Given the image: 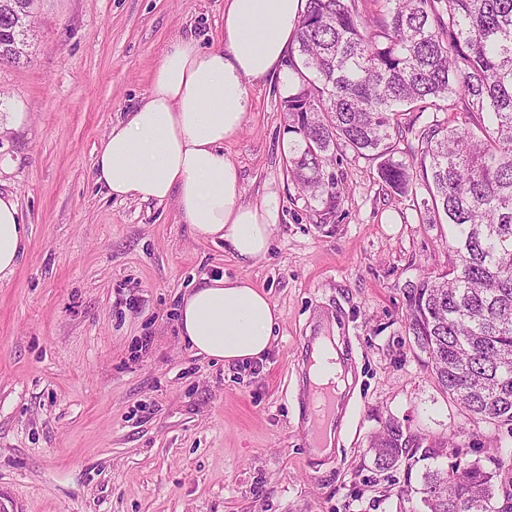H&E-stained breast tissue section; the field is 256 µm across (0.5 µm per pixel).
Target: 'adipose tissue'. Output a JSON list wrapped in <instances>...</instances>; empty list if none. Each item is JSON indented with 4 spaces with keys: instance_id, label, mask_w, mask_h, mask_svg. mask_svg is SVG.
Returning a JSON list of instances; mask_svg holds the SVG:
<instances>
[{
    "instance_id": "obj_1",
    "label": "adipose tissue",
    "mask_w": 512,
    "mask_h": 512,
    "mask_svg": "<svg viewBox=\"0 0 512 512\" xmlns=\"http://www.w3.org/2000/svg\"><path fill=\"white\" fill-rule=\"evenodd\" d=\"M306 0H225L224 45L174 39L150 90L127 121L111 126L96 150L94 182L106 195L143 202L175 200L184 223L223 241L243 261L265 256L279 214L276 193L243 200L237 166L224 143L241 130L248 80L282 74ZM27 242L13 194L0 193V273L16 267ZM279 314L245 279L203 278L179 307L178 331L195 355L227 366L268 353Z\"/></svg>"
}]
</instances>
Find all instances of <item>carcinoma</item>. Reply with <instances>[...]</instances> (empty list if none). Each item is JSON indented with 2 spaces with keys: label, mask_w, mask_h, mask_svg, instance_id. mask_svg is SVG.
<instances>
[{
  "label": "carcinoma",
  "mask_w": 512,
  "mask_h": 512,
  "mask_svg": "<svg viewBox=\"0 0 512 512\" xmlns=\"http://www.w3.org/2000/svg\"><path fill=\"white\" fill-rule=\"evenodd\" d=\"M11 2L19 12L35 0ZM13 11L0 8V62L22 58L11 49ZM294 50L288 173L326 215L338 202L327 168L341 144L378 160L397 195L425 182L423 221L454 226L455 259L411 286L406 329L444 392L512 433V0H307ZM429 109L465 121L431 125L417 169L395 159L398 116ZM371 451L382 471L437 459L395 419ZM499 471L428 466L409 512H493Z\"/></svg>",
  "instance_id": "obj_1"
}]
</instances>
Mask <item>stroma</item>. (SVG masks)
<instances>
[{
    "instance_id": "1",
    "label": "stroma",
    "mask_w": 512,
    "mask_h": 512,
    "mask_svg": "<svg viewBox=\"0 0 512 512\" xmlns=\"http://www.w3.org/2000/svg\"><path fill=\"white\" fill-rule=\"evenodd\" d=\"M223 30L224 0H36L25 56L0 63V192L28 236L0 274V512H407L425 462L382 472L369 451L391 418L453 439L441 465L512 473V434L461 409L405 328L411 284L454 257L450 226L423 223L426 187L394 194L342 145L339 205L320 221L287 175L279 77L247 81L251 110L224 143L246 202L278 196L265 257L236 259L174 201L94 184L102 137L147 95L170 40L216 46ZM206 276L247 279L276 306L263 361L227 368L186 348L177 308ZM331 323L351 383L330 458H311L303 339Z\"/></svg>"
}]
</instances>
